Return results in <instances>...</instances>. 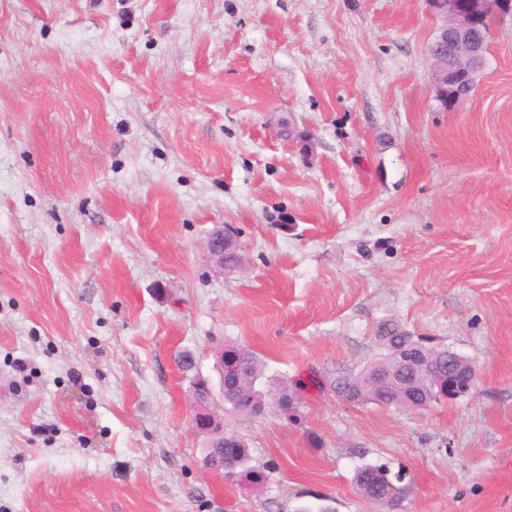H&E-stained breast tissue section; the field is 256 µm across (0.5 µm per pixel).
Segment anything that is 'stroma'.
Masks as SVG:
<instances>
[{
	"label": "stroma",
	"instance_id": "stroma-1",
	"mask_svg": "<svg viewBox=\"0 0 512 512\" xmlns=\"http://www.w3.org/2000/svg\"><path fill=\"white\" fill-rule=\"evenodd\" d=\"M430 0H0V512H512V22L439 99ZM235 237L233 273L206 248ZM398 322L464 395L353 404ZM262 482L203 462L191 375ZM289 406L278 401L280 391ZM408 337H412L413 341L440 355V358L432 364V369L427 370L425 376L429 403L446 398L455 399L470 389L476 378V366L472 360L457 352H449L447 348L441 349L432 346L427 338L417 336L414 339V336L406 333L399 324L385 322L378 328L376 336L377 342L379 338L387 351L385 357L381 361L377 359L365 371L363 369L356 376L339 378L337 387L343 393V398L351 403L370 401L379 405L387 404L391 394L388 389L377 385L378 379L375 373L384 371L382 365L387 368L392 366L390 346L399 344L403 338ZM458 377L462 382L456 379ZM238 357L243 365L240 373L242 380L239 386L232 390H227V396L224 397L225 404L239 410V406H259L257 394L263 392L257 388L264 378L263 366L256 356L248 349L239 347ZM388 472L384 467H364L356 473L355 481L364 498L375 505L391 508L395 505L390 498L391 488L386 485L382 473ZM393 503V504H392Z\"/></svg>",
	"mask_w": 512,
	"mask_h": 512
}]
</instances>
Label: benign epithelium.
Here are the masks:
<instances>
[{"label":"benign epithelium","instance_id":"7a95c632","mask_svg":"<svg viewBox=\"0 0 512 512\" xmlns=\"http://www.w3.org/2000/svg\"><path fill=\"white\" fill-rule=\"evenodd\" d=\"M440 18L437 34L428 48L432 62V82L437 96L445 102L462 100L473 90L485 64L489 39L495 27L512 15V0H431ZM425 351L404 343L393 348L396 372L388 377L397 393L396 403L421 408L413 386L404 380V368L425 365ZM476 378V366L469 358L448 353V398L466 393ZM193 424L200 433L224 432L222 420L208 408L197 409Z\"/></svg>","mask_w":512,"mask_h":512}]
</instances>
